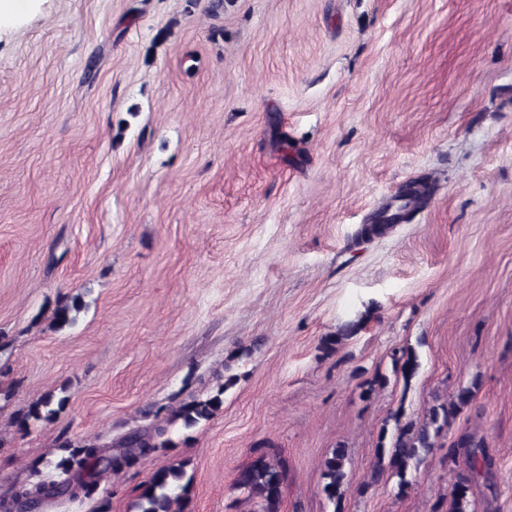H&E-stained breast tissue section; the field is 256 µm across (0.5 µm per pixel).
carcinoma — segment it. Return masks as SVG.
<instances>
[{
	"mask_svg": "<svg viewBox=\"0 0 512 512\" xmlns=\"http://www.w3.org/2000/svg\"><path fill=\"white\" fill-rule=\"evenodd\" d=\"M425 194L406 192L405 204L398 207L386 224H364L357 232L359 238L381 236L390 228L389 222L408 218L409 208L419 205ZM77 300L59 304L53 322L62 329L75 322L73 311ZM361 321L347 325L343 332L323 340V350L332 353L342 341L352 336ZM421 366L420 356L412 347L396 350L392 354V368L396 378L409 386ZM238 377L230 375L216 392L194 398L169 411L163 423L145 429L134 430L115 445L101 446L91 441L65 440L60 445V455L52 468L55 476L47 479L41 469L34 466L28 479L0 493V512H13L25 505L40 507L52 500H82L93 497L100 481L107 475H119L135 467L141 459L164 448H173L171 435L176 429H191L210 421L224 404V392L233 387ZM389 383L387 375L377 370L372 378L361 385V396L370 397L376 390ZM478 380L460 386L446 399H435L423 415L408 416L398 407L385 420L378 438L376 460L369 481L352 489L348 480L349 454L339 445L321 462L324 498L334 506V512H343V503L351 491L365 493L368 488L384 478L395 479L394 495L405 497L412 489V472L418 470L425 458L435 448L441 447L440 439L448 436L458 417L467 410L474 397ZM65 405V399H54L47 394L18 412L14 419L17 431L29 429L33 421L52 419ZM448 460H466L465 469L458 472L455 482L446 495H440L431 505L430 512H472L473 486L478 481L492 486L493 461L488 456L485 439L476 432L463 431L451 437L448 444ZM288 474L287 462L277 456L261 453L239 470L235 486L246 494V501L257 506L256 512H281ZM183 465L172 464L161 468L142 486L136 512H183L190 496V482L184 480Z\"/></svg>",
	"mask_w": 512,
	"mask_h": 512,
	"instance_id": "carcinoma-1",
	"label": "carcinoma"
}]
</instances>
